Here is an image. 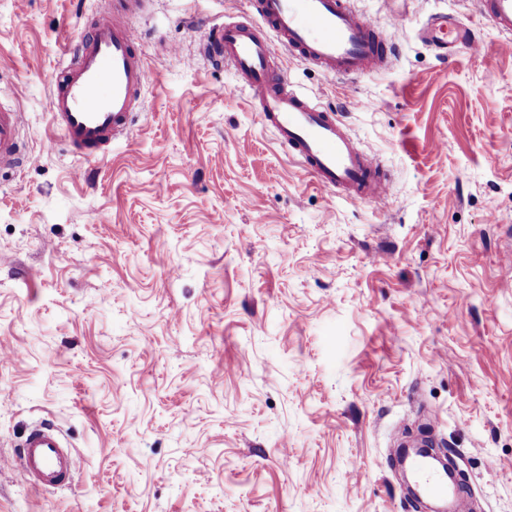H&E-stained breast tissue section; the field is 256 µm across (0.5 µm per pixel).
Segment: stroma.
Segmentation results:
<instances>
[{"mask_svg":"<svg viewBox=\"0 0 512 512\" xmlns=\"http://www.w3.org/2000/svg\"><path fill=\"white\" fill-rule=\"evenodd\" d=\"M476 0H354L398 54L355 82L287 54L392 179L383 208L289 162L233 72L197 57L249 0H142L154 78L100 162L49 113L97 0H0V458L30 428L69 485L0 469V512H412L395 428L449 448L476 512H512V53ZM484 51L439 60L428 16ZM361 107H351V99ZM22 112L0 104V169L15 170L23 163L26 149L21 136Z\"/></svg>","mask_w":512,"mask_h":512,"instance_id":"1","label":"stroma"}]
</instances>
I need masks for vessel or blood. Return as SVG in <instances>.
<instances>
[{"instance_id": "obj_1", "label": "vessel or blood", "mask_w": 512, "mask_h": 512, "mask_svg": "<svg viewBox=\"0 0 512 512\" xmlns=\"http://www.w3.org/2000/svg\"><path fill=\"white\" fill-rule=\"evenodd\" d=\"M259 24H209L201 56L216 67H230L264 127L271 130L289 158L317 186L378 208L392 196V185L378 158L361 150L345 123L310 96L295 89L272 62L273 45L310 63L325 74L357 81L383 70L396 52L390 32L349 0H252ZM479 13L503 37L512 52V0H478ZM426 44L441 59L456 47L483 51L474 31L448 13L432 14L422 31ZM70 61L52 78L50 113L65 142L89 160L105 158L115 140L134 133V115L153 71L136 47L126 13L113 0H98L92 29L64 49ZM19 109L0 105V169L21 166L26 149ZM19 466L34 488L70 483L74 461L70 448L53 428L38 425L26 436L16 458L0 460ZM422 495L452 499L458 492L447 474L427 457L409 462Z\"/></svg>"}]
</instances>
